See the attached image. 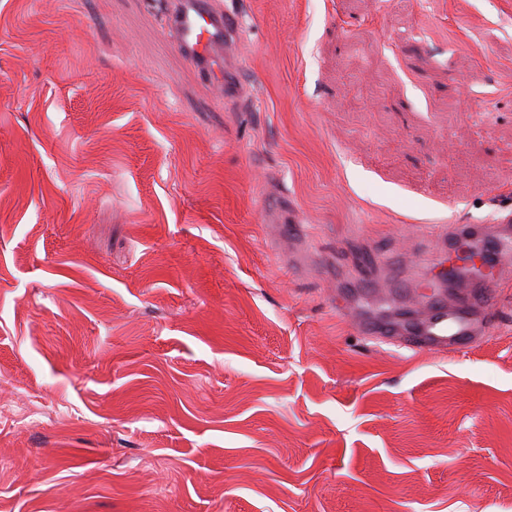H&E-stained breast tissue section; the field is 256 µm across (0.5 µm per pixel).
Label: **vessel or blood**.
Wrapping results in <instances>:
<instances>
[{"label":"vessel or blood","instance_id":"vessel-or-blood-1","mask_svg":"<svg viewBox=\"0 0 512 512\" xmlns=\"http://www.w3.org/2000/svg\"><path fill=\"white\" fill-rule=\"evenodd\" d=\"M169 27L182 56L203 75L223 78L224 67L213 53L214 47L237 29L236 19L215 10L211 0H175L169 13ZM479 247L489 274L472 282L459 276L455 302H447L440 290L421 293L411 281L397 278L398 287L407 289L410 300H425L427 314L406 316H367L356 320L363 335L381 342H397L413 351L452 354L484 343L499 325L495 308L498 290L504 287L503 270L512 265V217L504 216L487 224H455L441 239V249L459 251L462 246Z\"/></svg>","mask_w":512,"mask_h":512}]
</instances>
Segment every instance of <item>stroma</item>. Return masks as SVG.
<instances>
[{
  "label": "stroma",
  "instance_id": "stroma-1",
  "mask_svg": "<svg viewBox=\"0 0 512 512\" xmlns=\"http://www.w3.org/2000/svg\"><path fill=\"white\" fill-rule=\"evenodd\" d=\"M214 2L232 96L170 0H0V512H512V288L449 356L345 310L512 211V0ZM169 27L182 56L203 75L224 83V65L213 49L238 28L236 19L215 10L210 0H177L169 13Z\"/></svg>",
  "mask_w": 512,
  "mask_h": 512
}]
</instances>
